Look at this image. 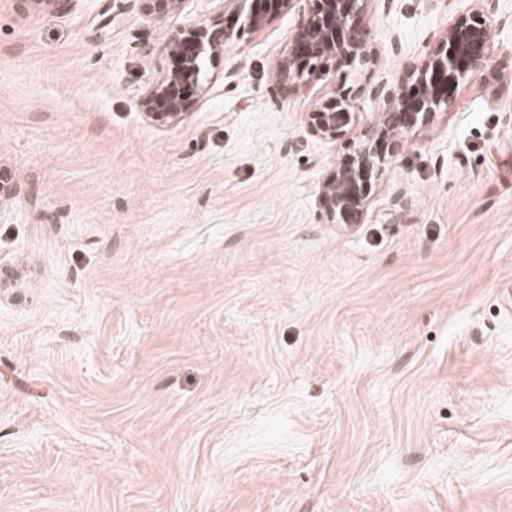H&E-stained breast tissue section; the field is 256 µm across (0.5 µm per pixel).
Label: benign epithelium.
<instances>
[{
  "mask_svg": "<svg viewBox=\"0 0 512 512\" xmlns=\"http://www.w3.org/2000/svg\"><path fill=\"white\" fill-rule=\"evenodd\" d=\"M143 9L158 17L180 13L187 0H141ZM292 0H250L245 16L250 32H260L275 14ZM308 13L299 26L288 59L279 74L285 76L298 61H320L334 70L354 60L367 64L372 47L357 18L367 0H308ZM229 34L218 37L202 19L176 31L165 47L171 67L147 88L140 100L144 115L156 122L175 123L192 107L188 87L197 84L200 62L228 45ZM493 40L492 26L483 8L462 15L448 27L443 39L411 76L412 85L382 97L371 125L352 142L351 153L325 181L321 204L330 223H348L361 215L368 202L371 176H381L402 151L405 135L448 106L460 82L472 77L488 60ZM311 134L334 141L357 124L350 91L322 101L307 113Z\"/></svg>",
  "mask_w": 512,
  "mask_h": 512,
  "instance_id": "obj_1",
  "label": "benign epithelium"
}]
</instances>
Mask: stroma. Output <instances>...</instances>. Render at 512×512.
<instances>
[{
    "instance_id": "35a3bbf8",
    "label": "stroma",
    "mask_w": 512,
    "mask_h": 512,
    "mask_svg": "<svg viewBox=\"0 0 512 512\" xmlns=\"http://www.w3.org/2000/svg\"><path fill=\"white\" fill-rule=\"evenodd\" d=\"M473 0H368L371 64L278 65L293 0H0V512H512V0L352 224L306 114L410 75ZM186 118L140 99L198 14ZM409 206L397 209L396 197ZM293 0H250L245 16L246 26L250 32H260L271 23L275 14L282 8L290 6Z\"/></svg>"
}]
</instances>
